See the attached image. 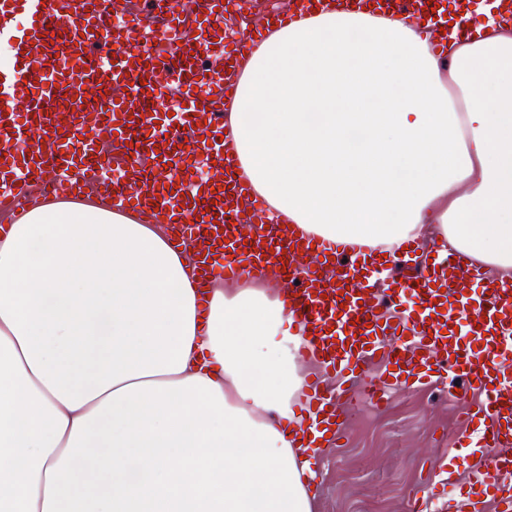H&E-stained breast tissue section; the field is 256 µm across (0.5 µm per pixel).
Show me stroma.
<instances>
[{"mask_svg": "<svg viewBox=\"0 0 512 512\" xmlns=\"http://www.w3.org/2000/svg\"><path fill=\"white\" fill-rule=\"evenodd\" d=\"M457 407L441 388L397 390L383 410L360 405L322 461L315 512H409L410 492L454 445Z\"/></svg>", "mask_w": 512, "mask_h": 512, "instance_id": "obj_1", "label": "stroma"}]
</instances>
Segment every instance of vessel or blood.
<instances>
[{
	"instance_id": "b4317fda",
	"label": "vessel or blood",
	"mask_w": 512,
	"mask_h": 512,
	"mask_svg": "<svg viewBox=\"0 0 512 512\" xmlns=\"http://www.w3.org/2000/svg\"><path fill=\"white\" fill-rule=\"evenodd\" d=\"M396 14L432 22L442 0H383ZM155 35L168 46L157 55L140 48L138 23L127 36L98 16V0H0V37L16 50L0 71V203L24 212L31 188L52 175L51 193L68 197L88 183L114 208L155 206L172 217L175 247H194L208 274L235 281L276 268L282 293L302 332L300 353L317 363L303 400L317 415L316 432L338 442L358 402L387 405L393 389L442 385L462 407L455 448L440 481L410 494L411 512H426L443 486L457 487L458 512H512V283L486 276L459 253L424 252L411 240L397 279L379 273L381 253L348 251L297 239L266 225L267 205L237 177L226 155L229 129L211 99H233L231 70L268 30L260 24L233 48L218 38L221 0H206L186 24L179 0H152ZM473 0H451L461 33L476 34ZM28 23L15 28L16 16ZM210 49L215 66H197ZM181 90L163 100L159 75ZM101 97L100 121L88 130L76 117L90 96ZM206 129L197 139L198 129ZM124 147L126 183L98 180L106 167L99 143ZM219 161L220 176L196 181L197 164ZM382 364L367 378L369 364Z\"/></svg>"
}]
</instances>
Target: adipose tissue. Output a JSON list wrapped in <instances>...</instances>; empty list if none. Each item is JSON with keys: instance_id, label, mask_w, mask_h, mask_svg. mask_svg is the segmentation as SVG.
<instances>
[{"instance_id": "ef3b65f1", "label": "adipose tissue", "mask_w": 512, "mask_h": 512, "mask_svg": "<svg viewBox=\"0 0 512 512\" xmlns=\"http://www.w3.org/2000/svg\"><path fill=\"white\" fill-rule=\"evenodd\" d=\"M229 146L272 216L512 280V35L323 4L242 60ZM278 294L201 283L143 212L0 231V512H314L309 376Z\"/></svg>"}]
</instances>
